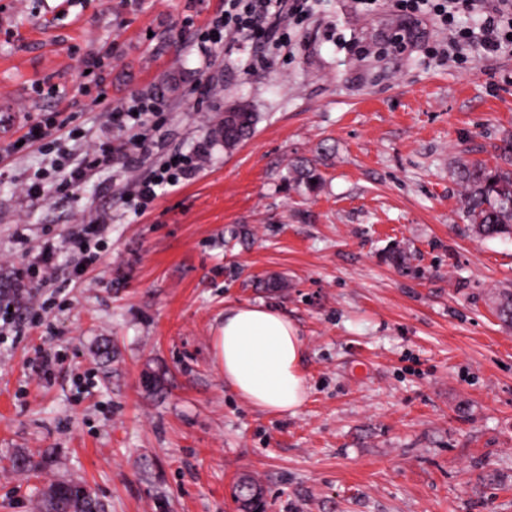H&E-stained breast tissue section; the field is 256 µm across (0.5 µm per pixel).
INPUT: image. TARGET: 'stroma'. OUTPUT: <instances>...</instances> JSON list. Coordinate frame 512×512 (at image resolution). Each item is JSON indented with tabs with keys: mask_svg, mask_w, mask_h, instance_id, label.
Listing matches in <instances>:
<instances>
[{
	"mask_svg": "<svg viewBox=\"0 0 512 512\" xmlns=\"http://www.w3.org/2000/svg\"><path fill=\"white\" fill-rule=\"evenodd\" d=\"M285 47L238 35L201 67L224 0H0V148L65 112L78 134L0 158V292L32 308L0 330V512H35L75 478L104 512H512V238L475 237L458 159L498 164L512 134V45L461 60L453 29L415 26L391 0H309ZM107 99L85 76L102 51ZM154 98L161 128L129 167L74 194L20 191L50 154L111 135L110 106ZM248 104L233 150L143 215L124 197L170 151L191 152ZM320 183L294 179L300 163ZM104 221L82 284L67 241ZM54 275L16 288L43 242ZM399 250L406 267L389 254ZM264 303L305 338L309 396L296 415L250 406L224 382L214 338L226 308ZM57 355L51 383L37 371ZM41 450L38 474L12 455Z\"/></svg>",
	"mask_w": 512,
	"mask_h": 512,
	"instance_id": "stroma-1",
	"label": "stroma"
}]
</instances>
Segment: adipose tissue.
Instances as JSON below:
<instances>
[{
	"instance_id": "1",
	"label": "adipose tissue",
	"mask_w": 512,
	"mask_h": 512,
	"mask_svg": "<svg viewBox=\"0 0 512 512\" xmlns=\"http://www.w3.org/2000/svg\"><path fill=\"white\" fill-rule=\"evenodd\" d=\"M225 382L249 405L296 414L309 386L301 370L304 339L295 323L270 306L234 305L214 338Z\"/></svg>"
}]
</instances>
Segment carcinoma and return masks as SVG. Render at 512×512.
<instances>
[{"mask_svg": "<svg viewBox=\"0 0 512 512\" xmlns=\"http://www.w3.org/2000/svg\"><path fill=\"white\" fill-rule=\"evenodd\" d=\"M241 127L235 134L218 124L208 135L212 144L234 149L247 139L256 121V113L248 105L238 104ZM503 164L490 167L478 161H463L456 175L464 188V212L475 233L484 238L512 236V135L499 147ZM73 480L56 481L42 490L37 512H97L98 502L88 489L75 492Z\"/></svg>", "mask_w": 512, "mask_h": 512, "instance_id": "cac0c4a2", "label": "carcinoma"}]
</instances>
